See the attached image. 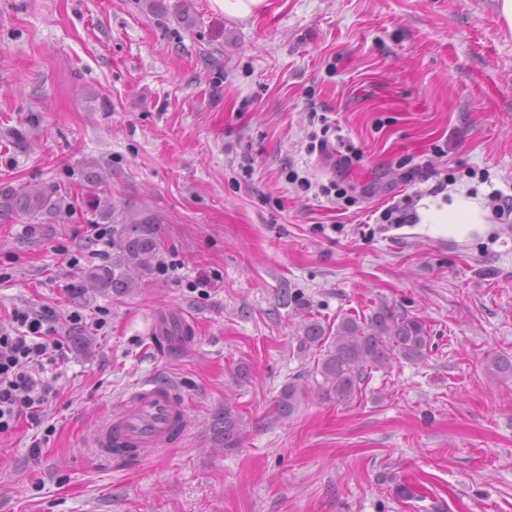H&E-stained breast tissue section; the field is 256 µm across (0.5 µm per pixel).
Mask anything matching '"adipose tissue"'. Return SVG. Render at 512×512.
<instances>
[{"instance_id":"obj_1","label":"adipose tissue","mask_w":512,"mask_h":512,"mask_svg":"<svg viewBox=\"0 0 512 512\" xmlns=\"http://www.w3.org/2000/svg\"><path fill=\"white\" fill-rule=\"evenodd\" d=\"M422 223L432 236L462 237L472 230L486 231L487 211L480 198L461 192L450 203H430L421 212Z\"/></svg>"}]
</instances>
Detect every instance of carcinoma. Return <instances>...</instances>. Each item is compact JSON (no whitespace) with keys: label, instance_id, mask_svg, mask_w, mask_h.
Masks as SVG:
<instances>
[{"label":"carcinoma","instance_id":"1","mask_svg":"<svg viewBox=\"0 0 512 512\" xmlns=\"http://www.w3.org/2000/svg\"><path fill=\"white\" fill-rule=\"evenodd\" d=\"M71 196L57 189L30 188L24 191L0 187V220L18 214L36 217L73 211ZM144 218L124 225L119 248L129 261L145 262L158 250V243L143 225ZM299 351L313 354V382L291 381L284 385L275 400L281 418L298 412L309 392L319 398L349 405L361 397V384L367 371L384 369L395 360L422 361L429 351L431 337L421 319L381 304L369 315H345L336 326L309 318L300 325ZM493 381L512 379V357L494 354L485 365ZM246 417L235 406L224 403V413L213 424L216 439L231 452L242 446L248 433Z\"/></svg>","mask_w":512,"mask_h":512}]
</instances>
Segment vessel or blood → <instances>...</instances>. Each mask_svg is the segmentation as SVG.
<instances>
[{
  "mask_svg": "<svg viewBox=\"0 0 512 512\" xmlns=\"http://www.w3.org/2000/svg\"><path fill=\"white\" fill-rule=\"evenodd\" d=\"M183 401L161 384H141L122 401L111 421L96 434V447L108 448L113 438L133 446L135 455L171 439L175 426H186Z\"/></svg>",
  "mask_w": 512,
  "mask_h": 512,
  "instance_id": "vessel-or-blood-1",
  "label": "vessel or blood"
}]
</instances>
